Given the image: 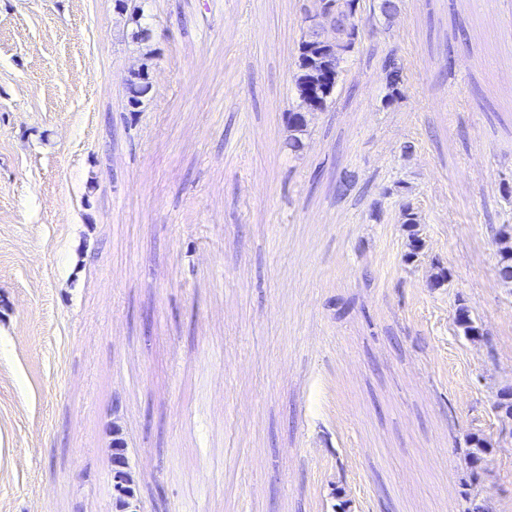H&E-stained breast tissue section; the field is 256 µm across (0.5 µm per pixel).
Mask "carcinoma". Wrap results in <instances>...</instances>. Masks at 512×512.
<instances>
[{
  "label": "carcinoma",
  "mask_w": 512,
  "mask_h": 512,
  "mask_svg": "<svg viewBox=\"0 0 512 512\" xmlns=\"http://www.w3.org/2000/svg\"><path fill=\"white\" fill-rule=\"evenodd\" d=\"M119 6L130 11V20L136 25L135 38L144 41L150 36L145 13L147 0H118ZM397 0H303L300 8L299 38L297 40V71L293 76L295 105L286 112L288 150L299 153L309 134L308 114L327 112L336 104V92L348 71L351 57L365 38L375 32L372 21L390 19L398 11ZM320 18L321 27L308 22L311 16ZM381 69L386 78V100L396 102L404 95L408 82L404 61L394 50L381 57ZM152 88L147 64L131 72L128 79V103L131 111H139L143 99ZM401 224L406 227L408 252L406 263L419 260L423 242L419 235L422 217L417 207L405 200L400 206ZM492 245L496 257V276L504 285H512V224H501L495 229ZM455 324L465 336L478 339L484 336L481 327L471 317L469 309L461 304L455 312ZM466 457L472 475H480L482 455L489 447L486 438L468 435ZM127 444L123 436L116 437L112 448V502L115 512H137L138 498L135 480L129 469Z\"/></svg>",
  "instance_id": "obj_1"
}]
</instances>
